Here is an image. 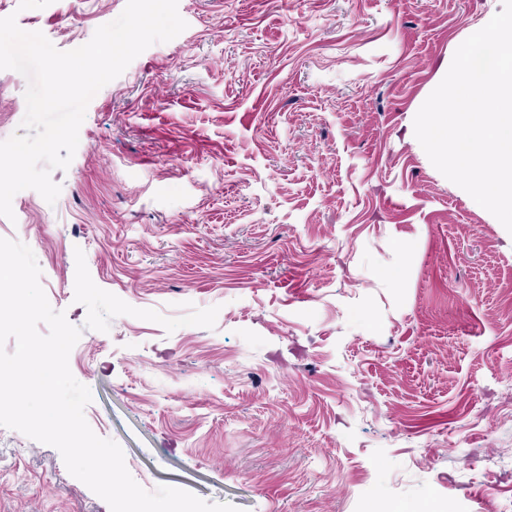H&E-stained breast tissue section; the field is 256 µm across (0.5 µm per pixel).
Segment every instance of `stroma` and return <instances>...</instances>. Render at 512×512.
<instances>
[{
	"label": "stroma",
	"instance_id": "stroma-1",
	"mask_svg": "<svg viewBox=\"0 0 512 512\" xmlns=\"http://www.w3.org/2000/svg\"><path fill=\"white\" fill-rule=\"evenodd\" d=\"M0 18L59 50L126 0ZM502 0H178L186 29L90 101L61 193L18 192L85 418L133 479L240 512H512V234L430 162L416 112ZM28 80L0 70V141ZM94 283L168 317L86 328ZM400 269L399 279L387 278ZM0 512H110L0 426Z\"/></svg>",
	"mask_w": 512,
	"mask_h": 512
}]
</instances>
